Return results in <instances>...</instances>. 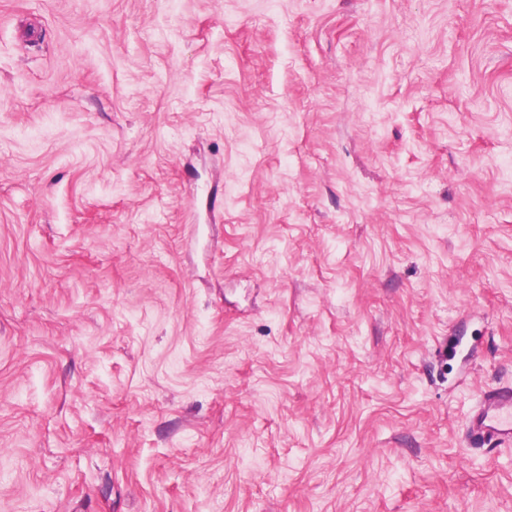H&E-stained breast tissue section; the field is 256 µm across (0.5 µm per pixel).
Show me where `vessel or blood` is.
I'll list each match as a JSON object with an SVG mask.
<instances>
[{
  "mask_svg": "<svg viewBox=\"0 0 512 512\" xmlns=\"http://www.w3.org/2000/svg\"><path fill=\"white\" fill-rule=\"evenodd\" d=\"M471 443L498 447L512 442V386L505 385L482 394L466 421Z\"/></svg>",
  "mask_w": 512,
  "mask_h": 512,
  "instance_id": "1",
  "label": "vessel or blood"
}]
</instances>
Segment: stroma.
I'll list each match as a JSON object with an SVG mask.
<instances>
[{
	"mask_svg": "<svg viewBox=\"0 0 512 512\" xmlns=\"http://www.w3.org/2000/svg\"><path fill=\"white\" fill-rule=\"evenodd\" d=\"M512 0H0V512H512ZM471 443L479 448L512 442V386L505 385L482 394L466 421Z\"/></svg>",
	"mask_w": 512,
	"mask_h": 512,
	"instance_id": "stroma-1",
	"label": "stroma"
}]
</instances>
